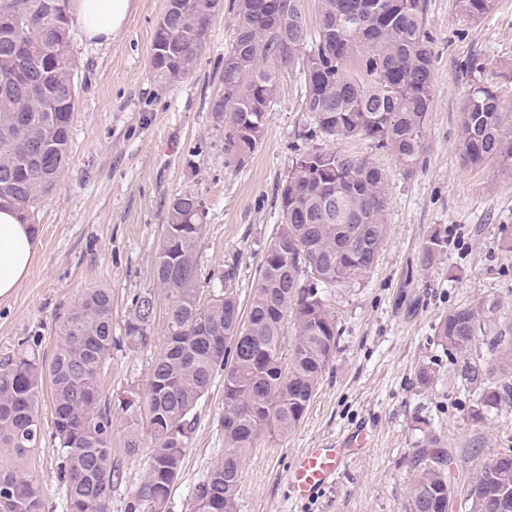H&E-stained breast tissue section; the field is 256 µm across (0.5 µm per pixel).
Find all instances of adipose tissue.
Masks as SVG:
<instances>
[{"mask_svg":"<svg viewBox=\"0 0 512 512\" xmlns=\"http://www.w3.org/2000/svg\"><path fill=\"white\" fill-rule=\"evenodd\" d=\"M133 0H73L83 37L104 45L123 30ZM37 242L32 225L23 223L11 207L0 208V297L9 296L25 279Z\"/></svg>","mask_w":512,"mask_h":512,"instance_id":"1","label":"adipose tissue"}]
</instances>
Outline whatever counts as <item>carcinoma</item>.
<instances>
[{"mask_svg":"<svg viewBox=\"0 0 512 512\" xmlns=\"http://www.w3.org/2000/svg\"><path fill=\"white\" fill-rule=\"evenodd\" d=\"M237 0V32L224 53L222 89L211 112L224 132V155L242 163L263 137L280 79L299 72L303 105L321 134L365 137L411 168L424 147L433 101L431 36L425 0H317L311 34L304 0ZM463 15L489 13L495 0H458ZM220 0H170L152 45L153 75L173 85L192 74ZM77 62L72 53L70 0H0V206L26 219L55 189L69 159L77 105ZM462 158L496 162L512 179V105L491 86L476 85L462 107ZM277 199L283 227L267 250L249 311L241 314L234 269L201 301L197 288L206 202L185 192L168 206L155 277L168 299L162 349L154 361L142 406L124 405L121 393L101 392L100 374L112 355V296L89 288L57 330L47 363L33 348L0 360V447L22 456L42 439L38 404L50 381L52 437L61 450L58 481L71 505L110 512L120 469L112 458V409L121 410V448L135 456L150 438L142 482L125 512H171V490L184 464L191 415L213 377L224 375V460L191 494V512H236L242 455L270 429L285 436L303 419L334 353L338 330L328 291L352 284L372 269L387 235L388 193L383 172L366 158L314 147L292 161ZM156 294L132 299L125 323L134 347L152 338ZM295 341L281 353L288 318ZM446 350L463 361L462 389L478 394L481 409L495 407L512 386L491 383L512 370V324L497 308L460 306L438 325ZM490 361L473 358L478 338ZM427 465L412 487L410 512H448L454 486L452 458L424 449ZM466 512H512V454L499 453L474 477ZM43 491L16 470H0V512H42Z\"/></svg>","mask_w":512,"mask_h":512,"instance_id":"obj_1","label":"carcinoma"}]
</instances>
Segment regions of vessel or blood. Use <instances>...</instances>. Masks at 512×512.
<instances>
[{"mask_svg":"<svg viewBox=\"0 0 512 512\" xmlns=\"http://www.w3.org/2000/svg\"><path fill=\"white\" fill-rule=\"evenodd\" d=\"M367 444V432L356 429L324 448H310L298 456L289 473L293 497L305 500L334 481L345 468L349 451Z\"/></svg>","mask_w":512,"mask_h":512,"instance_id":"b4317fda","label":"vessel or blood"}]
</instances>
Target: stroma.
Here are the masks:
<instances>
[{
  "mask_svg": "<svg viewBox=\"0 0 512 512\" xmlns=\"http://www.w3.org/2000/svg\"><path fill=\"white\" fill-rule=\"evenodd\" d=\"M165 5L136 0L123 33L105 45L73 35L79 95L70 157L36 208L39 249L29 273L0 298V357L26 341L52 360L62 315L86 289L103 287L112 293L104 391L145 390L164 339L166 300L158 302L151 345L131 346L125 322L133 297L158 288L154 267L170 199L196 192L206 202L201 293L219 287L231 265L245 305L281 227L276 193L293 160L315 146L365 157L386 177L388 237L366 277L333 289L336 352L297 428L284 437L263 432L244 454L237 512H409L419 451L433 446L453 458L451 510L465 512L469 482L495 454L512 449V399L473 419L476 396L460 387L462 360L442 347L437 327L448 311L479 301L498 303L502 321L512 322V253L504 249L512 239V180L493 165L463 164L458 142L461 106L475 83L512 100V0H495L476 20L461 15L456 0H427L433 102L411 170L369 139L313 135L296 74L282 77L251 158L230 161L210 107L237 29L234 0H223L213 15L192 76L172 86L158 84L150 64ZM478 58L488 63L484 71L470 68ZM434 234L447 244L428 259L424 248ZM52 412L50 394L42 393V443L21 458L0 448V468L21 470L43 489V512H62ZM223 414L219 374L191 416L171 512H189L192 491L222 460ZM359 427L371 432L367 447L317 496L294 499V459ZM112 456L123 480L112 491L111 512H125L149 450L128 456L116 446Z\"/></svg>",
  "mask_w": 512,
  "mask_h": 512,
  "instance_id": "obj_1",
  "label": "stroma"
}]
</instances>
